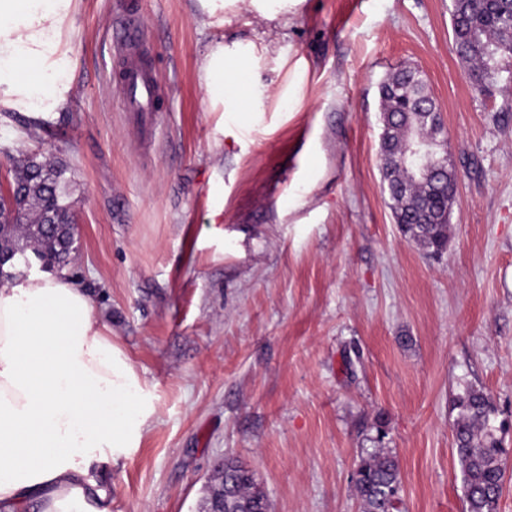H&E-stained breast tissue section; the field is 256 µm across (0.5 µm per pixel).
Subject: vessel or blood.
Segmentation results:
<instances>
[{
    "label": "vessel or blood",
    "mask_w": 512,
    "mask_h": 512,
    "mask_svg": "<svg viewBox=\"0 0 512 512\" xmlns=\"http://www.w3.org/2000/svg\"><path fill=\"white\" fill-rule=\"evenodd\" d=\"M113 41L120 63L117 82L123 93L125 111L140 114L156 111L166 87L154 70L141 63V38L137 26L124 24L114 32Z\"/></svg>",
    "instance_id": "b4317fda"
}]
</instances>
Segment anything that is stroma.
<instances>
[{"label":"stroma","mask_w":512,"mask_h":512,"mask_svg":"<svg viewBox=\"0 0 512 512\" xmlns=\"http://www.w3.org/2000/svg\"><path fill=\"white\" fill-rule=\"evenodd\" d=\"M136 3L168 87L123 111L113 28ZM452 0H304L286 33L247 9L254 112L212 109L196 0H75L65 107L35 142L0 123V191L23 151L68 169V274L127 356L151 415L115 455L111 512H199L216 461L253 470L271 512H361L352 474L376 422L400 512H466L451 396L482 387L512 447V55L475 90ZM418 68L458 175L448 249L395 224L379 155L380 86Z\"/></svg>","instance_id":"35a3bbf8"}]
</instances>
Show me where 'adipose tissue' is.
<instances>
[{"instance_id": "ef3b65f1", "label": "adipose tissue", "mask_w": 512, "mask_h": 512, "mask_svg": "<svg viewBox=\"0 0 512 512\" xmlns=\"http://www.w3.org/2000/svg\"><path fill=\"white\" fill-rule=\"evenodd\" d=\"M302 0H197L213 29L198 70L212 107L249 112L238 87L260 79L242 41L225 43L224 9L242 4L281 25ZM73 0H0V108L45 115L70 90L63 35ZM148 418L135 371L67 273L0 287V512L35 498L43 512H74L95 486L92 463L131 448Z\"/></svg>"}]
</instances>
